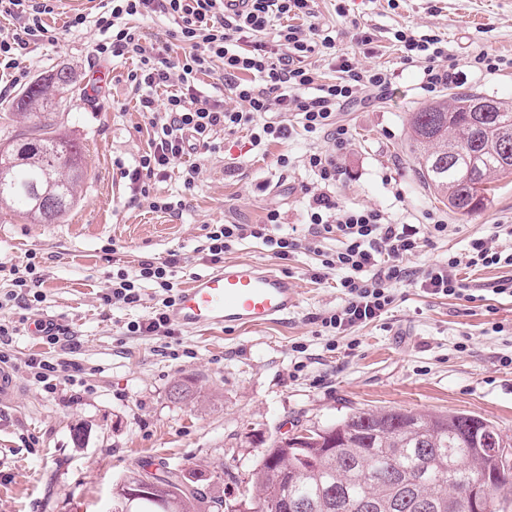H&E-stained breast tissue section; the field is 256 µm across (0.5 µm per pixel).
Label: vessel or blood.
Listing matches in <instances>:
<instances>
[{
  "label": "vessel or blood",
  "mask_w": 512,
  "mask_h": 512,
  "mask_svg": "<svg viewBox=\"0 0 512 512\" xmlns=\"http://www.w3.org/2000/svg\"><path fill=\"white\" fill-rule=\"evenodd\" d=\"M298 308L290 277L252 263L227 262L182 289L168 315L178 328H242L286 321Z\"/></svg>",
  "instance_id": "b4317fda"
}]
</instances>
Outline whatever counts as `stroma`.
Returning a JSON list of instances; mask_svg holds the SVG:
<instances>
[{
    "label": "stroma",
    "instance_id": "stroma-1",
    "mask_svg": "<svg viewBox=\"0 0 512 512\" xmlns=\"http://www.w3.org/2000/svg\"><path fill=\"white\" fill-rule=\"evenodd\" d=\"M346 6L342 18L334 0H317L320 22L335 31L340 54L358 53V29L373 33L375 65L399 67V30L440 37L461 62L479 49L512 58V0H399L395 7L389 0H347ZM97 7L98 0H58L44 18L55 40L29 45L26 75L17 84L22 90L37 76L71 70L81 93L68 103L62 122L84 147L86 171L80 201L63 220L32 224L16 213L0 214V290L9 287L10 268L37 253L45 268L39 312L73 335L76 346L67 357L81 371L53 394L14 372L15 403L0 410V512H110L113 483L145 461L205 471L198 483L205 500L247 502L254 493L251 470L273 439L302 426L323 429L361 410L465 412L512 438V366L498 361L512 353L507 297L438 298L399 284L389 310L355 331L358 347L334 350L317 318L343 302L335 278H312V251L300 249L283 262L263 244L244 241L226 260L267 265L295 280L299 305L287 321L180 330L168 340L128 335V322L147 310L104 304L112 258L162 260L178 253L176 282L183 289L212 269L197 251L210 225L257 224L276 206L287 224H304L300 187L310 177L300 158L310 145L295 135L256 149L247 131L218 135L221 151L192 192L184 191L174 170L153 186L154 193L184 197L181 218L125 208L129 190L116 164H132L147 151V121L127 81L129 64L93 58L91 46L100 37L95 23L77 32L66 28L72 13ZM101 67L111 76L98 88L93 73ZM463 92L512 101V67L468 72L463 86H449L441 96ZM428 101L417 68L410 67L386 99L340 114L352 147L341 160L337 202L381 206L413 224L434 212L449 223L447 235L409 257L411 267L447 259L471 237L512 225L511 177L495 182L487 205L468 216L449 212L424 183L407 119ZM282 154L291 166L277 167ZM460 342L466 345L461 352ZM300 343L306 352H296ZM180 379L193 382L191 401L171 396Z\"/></svg>",
    "mask_w": 512,
    "mask_h": 512
}]
</instances>
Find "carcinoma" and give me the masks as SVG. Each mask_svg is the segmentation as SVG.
Instances as JSON below:
<instances>
[{
    "instance_id": "carcinoma-1",
    "label": "carcinoma",
    "mask_w": 512,
    "mask_h": 512,
    "mask_svg": "<svg viewBox=\"0 0 512 512\" xmlns=\"http://www.w3.org/2000/svg\"><path fill=\"white\" fill-rule=\"evenodd\" d=\"M72 75L61 70L33 81L18 97L19 115L39 121L21 131L0 128V209L36 224L64 217L78 202L84 156L55 122ZM464 94L409 115V143L418 173L448 209H482L490 184L512 175V103ZM503 438L488 420L465 413L381 409L347 415L309 431L302 448L271 442L252 470L258 494L252 512H473L465 493L491 505L507 488L512 469L497 450ZM133 470L112 485V512H201L199 489L183 471L154 475L157 500L129 502L141 482Z\"/></svg>"
}]
</instances>
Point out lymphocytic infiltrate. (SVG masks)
Wrapping results in <instances>:
<instances>
[{
    "mask_svg": "<svg viewBox=\"0 0 512 512\" xmlns=\"http://www.w3.org/2000/svg\"><path fill=\"white\" fill-rule=\"evenodd\" d=\"M52 2L0 0V15L18 23L12 36L0 37L1 71L19 69L24 50L47 39L43 17L52 13ZM99 5L96 24L101 38L92 54L132 62L127 79L148 120L147 151L120 168L121 178L129 182V207L181 216L183 201L152 194V185L177 163L184 189H194L202 169L200 158L215 151L217 132L249 130L252 146L259 149L289 139L298 128L312 143L305 157L311 181L301 187L306 199L305 237L284 232L282 212L273 207L258 224L212 225L205 245L210 263H222L226 252L248 239L261 241L283 261L308 247L319 261L314 278L336 275L344 295L341 307L320 318L332 336L381 317L394 301L395 284L413 282L427 294L460 298L470 287L459 279V266L512 268V251L484 236L470 239L464 252L447 260L420 269L407 267L406 259L419 253L428 238L447 235L444 218L412 224L379 207L337 203L334 192L343 173L340 160L352 146L349 129L337 115L344 107L385 95L397 72L337 53L335 37L317 20L314 0H250L249 11L235 15L225 14L224 0H99ZM137 17L170 22L172 37L184 46L182 59H172L166 43L147 41L133 24ZM299 18L308 20L307 28L296 26ZM395 39L403 45L402 64L419 68V86L427 94L438 93L457 79V60L441 38H416L400 30ZM318 58L334 69V79L321 81L314 64ZM202 74L216 75L234 106H225L202 90L198 85ZM331 239L337 240V247L325 248V241ZM179 264L175 253L161 261L145 257L131 269L113 274L105 305H141L147 284L163 292L144 318L128 323L130 335L174 334L167 311L177 297L174 277ZM10 274L0 309L12 304L28 310L41 303L44 275L36 254L13 266ZM24 369L52 394L60 380L79 366L63 357L33 356L25 360Z\"/></svg>",
    "mask_w": 512,
    "mask_h": 512,
    "instance_id": "obj_1",
    "label": "lymphocytic infiltrate"
}]
</instances>
